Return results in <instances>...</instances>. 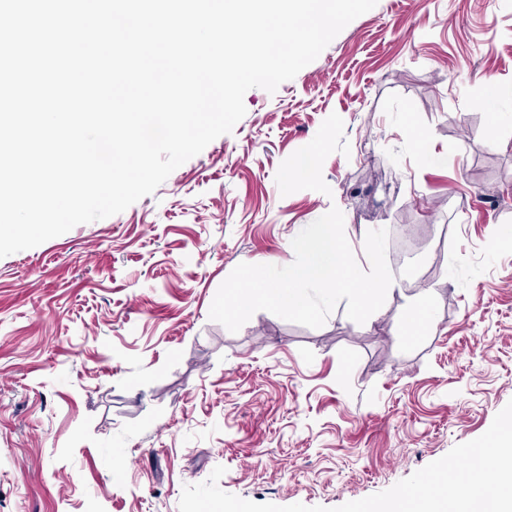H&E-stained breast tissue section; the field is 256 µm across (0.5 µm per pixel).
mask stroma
I'll list each match as a JSON object with an SVG mask.
<instances>
[{
	"instance_id": "1",
	"label": "stroma",
	"mask_w": 512,
	"mask_h": 512,
	"mask_svg": "<svg viewBox=\"0 0 512 512\" xmlns=\"http://www.w3.org/2000/svg\"><path fill=\"white\" fill-rule=\"evenodd\" d=\"M512 0H378L125 211L0 258V512H179L182 488L337 507L481 436L512 400ZM445 156L426 164L413 141ZM315 154L317 174L298 178ZM338 207L379 317L210 320ZM434 322L405 337L409 299Z\"/></svg>"
}]
</instances>
